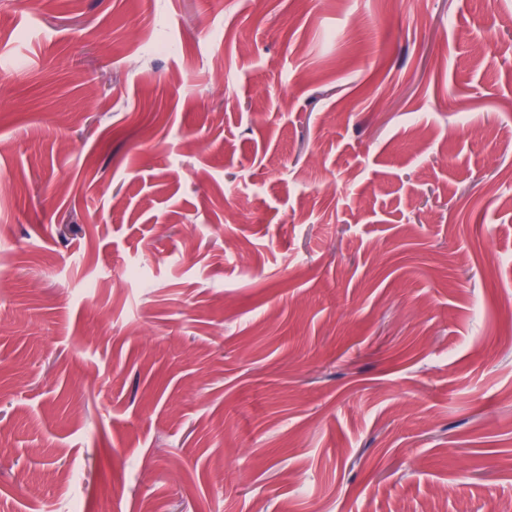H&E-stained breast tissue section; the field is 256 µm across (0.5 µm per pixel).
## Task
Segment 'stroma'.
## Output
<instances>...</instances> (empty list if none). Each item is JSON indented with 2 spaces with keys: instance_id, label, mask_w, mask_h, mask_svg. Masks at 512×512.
<instances>
[{
  "instance_id": "obj_1",
  "label": "stroma",
  "mask_w": 512,
  "mask_h": 512,
  "mask_svg": "<svg viewBox=\"0 0 512 512\" xmlns=\"http://www.w3.org/2000/svg\"><path fill=\"white\" fill-rule=\"evenodd\" d=\"M2 85L0 512L512 500V0H0Z\"/></svg>"
}]
</instances>
